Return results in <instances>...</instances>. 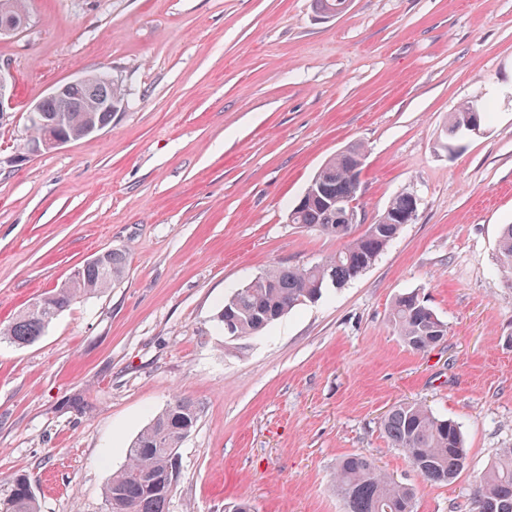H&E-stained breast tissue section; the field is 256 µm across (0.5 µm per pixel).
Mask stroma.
<instances>
[{
	"mask_svg": "<svg viewBox=\"0 0 512 512\" xmlns=\"http://www.w3.org/2000/svg\"><path fill=\"white\" fill-rule=\"evenodd\" d=\"M0 38L14 107L0 121V330L95 255L124 277L78 299L35 342L0 334V493L28 475L40 512H108L104 488L173 395L199 408L169 512H346L336 466L359 453L416 492V512H476L512 448V0H28ZM100 70L125 109L106 129L29 152L28 113ZM464 101L490 108L448 137ZM361 143L359 210L417 216L375 263L261 334L225 342L224 299L309 265L341 240L289 223L330 156ZM417 293L446 323L409 349L389 313ZM420 403L459 423L468 467L425 483L382 432ZM497 261L499 267L508 277L512 278V224L502 227L497 243Z\"/></svg>",
	"mask_w": 512,
	"mask_h": 512,
	"instance_id": "stroma-1",
	"label": "stroma"
}]
</instances>
